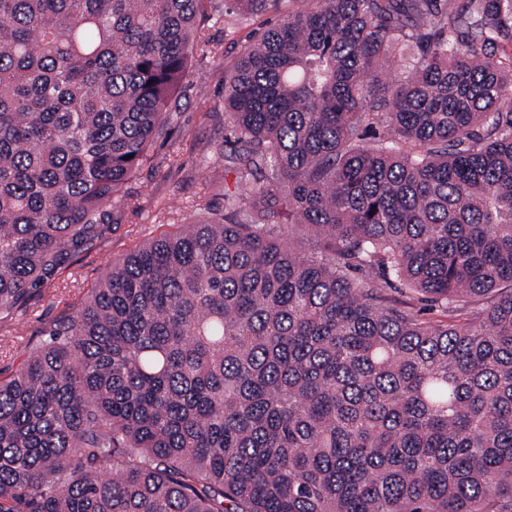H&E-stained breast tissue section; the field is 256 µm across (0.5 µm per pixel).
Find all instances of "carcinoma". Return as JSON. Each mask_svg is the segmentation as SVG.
<instances>
[{
  "label": "carcinoma",
  "mask_w": 512,
  "mask_h": 512,
  "mask_svg": "<svg viewBox=\"0 0 512 512\" xmlns=\"http://www.w3.org/2000/svg\"><path fill=\"white\" fill-rule=\"evenodd\" d=\"M205 2L0 0L1 311L102 235ZM508 45L512 0H306L247 44L224 209L0 380V512H512Z\"/></svg>",
  "instance_id": "obj_1"
}]
</instances>
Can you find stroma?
I'll return each instance as SVG.
<instances>
[{"label": "stroma", "mask_w": 512, "mask_h": 512, "mask_svg": "<svg viewBox=\"0 0 512 512\" xmlns=\"http://www.w3.org/2000/svg\"><path fill=\"white\" fill-rule=\"evenodd\" d=\"M278 13L226 15L211 0L198 29L196 54L168 114V136L150 151V162L122 191L109 228L91 250L74 257L25 302L0 319V380L12 377L29 350L44 343L54 324L87 299L110 261L159 235L175 231L196 213L224 206V163L233 150L224 121V68L244 44L257 39Z\"/></svg>", "instance_id": "obj_1"}]
</instances>
